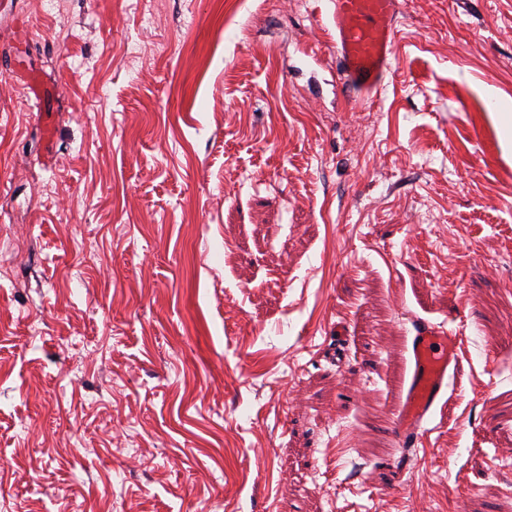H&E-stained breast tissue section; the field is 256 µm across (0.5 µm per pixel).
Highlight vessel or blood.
<instances>
[{"label":"vessel or blood","mask_w":512,"mask_h":512,"mask_svg":"<svg viewBox=\"0 0 512 512\" xmlns=\"http://www.w3.org/2000/svg\"><path fill=\"white\" fill-rule=\"evenodd\" d=\"M330 2L342 88L358 98L378 95L392 73L401 0ZM410 353L412 372L395 419V433L403 442L423 433L445 395L457 365L458 338L454 332L424 325L412 336Z\"/></svg>","instance_id":"vessel-or-blood-1"}]
</instances>
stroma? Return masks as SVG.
I'll use <instances>...</instances> for the list:
<instances>
[{"label": "stroma", "instance_id": "35a3bbf8", "mask_svg": "<svg viewBox=\"0 0 512 512\" xmlns=\"http://www.w3.org/2000/svg\"><path fill=\"white\" fill-rule=\"evenodd\" d=\"M236 7L0 0V500L512 512V0H403L361 104L327 0ZM412 372L400 397L395 433L402 442L418 437L448 389L457 365L458 336L422 325L411 338Z\"/></svg>", "mask_w": 512, "mask_h": 512}]
</instances>
